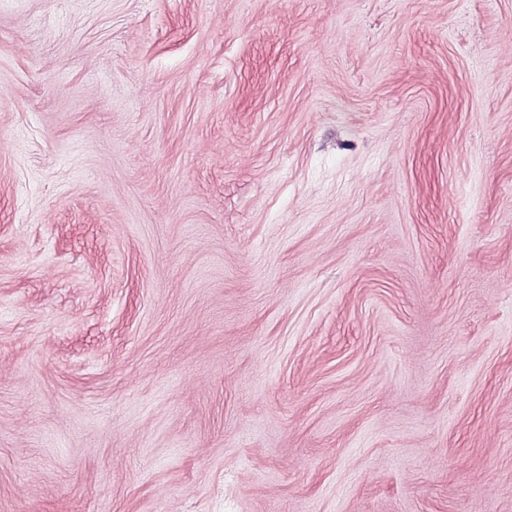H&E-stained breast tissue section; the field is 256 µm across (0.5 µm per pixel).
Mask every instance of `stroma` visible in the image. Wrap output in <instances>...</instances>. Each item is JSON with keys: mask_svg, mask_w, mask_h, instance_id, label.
<instances>
[{"mask_svg": "<svg viewBox=\"0 0 512 512\" xmlns=\"http://www.w3.org/2000/svg\"><path fill=\"white\" fill-rule=\"evenodd\" d=\"M0 512H512V0H0Z\"/></svg>", "mask_w": 512, "mask_h": 512, "instance_id": "obj_1", "label": "stroma"}]
</instances>
